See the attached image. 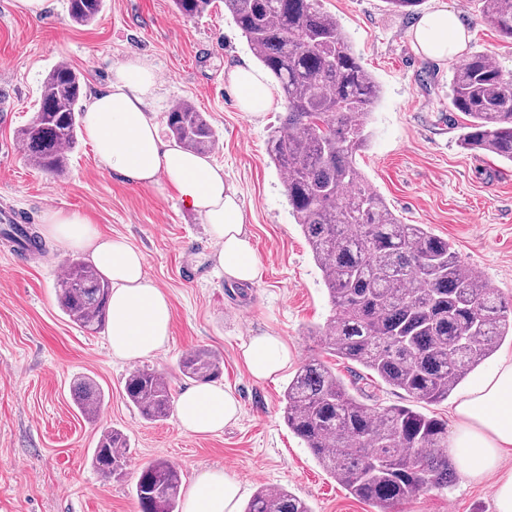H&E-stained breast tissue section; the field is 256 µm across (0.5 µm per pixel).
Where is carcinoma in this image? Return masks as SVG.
Instances as JSON below:
<instances>
[{"mask_svg":"<svg viewBox=\"0 0 512 512\" xmlns=\"http://www.w3.org/2000/svg\"><path fill=\"white\" fill-rule=\"evenodd\" d=\"M211 0H174L193 18ZM484 17L512 40V0H480ZM104 0H68L71 21L85 25ZM224 8L253 55L278 81L286 112L267 140L268 154L283 175L291 213L321 271L332 315L314 335L332 354L356 363L414 402L448 399L462 379L512 337V302L486 287L481 273L461 263L448 239L424 224H404L372 191L355 162L380 95L375 79L355 55L336 17L319 0H224ZM80 75L55 66L43 83L38 112L17 133L27 162L55 176L78 139ZM448 100L468 117L459 135L463 148L512 163V74L484 55L454 69ZM167 126L182 149L211 152L218 135L203 115L181 103L167 112ZM6 239L21 236L42 248L33 228L10 224ZM111 282L78 260L66 265L59 303L70 320L97 330L108 324ZM182 376L211 383L223 363L208 348L185 353ZM129 402L148 421L173 414L175 398L156 370L143 367L125 382ZM76 407L94 417L104 398L84 380L75 387ZM283 419L318 464L356 499L397 512L419 490L444 489L452 481L448 425L410 407L379 408L354 394L324 363L311 360L288 382ZM126 436L106 432L92 463L106 478L128 470ZM181 477L166 460L137 472L139 512H179ZM243 512H311L283 488L260 487Z\"/></svg>","mask_w":512,"mask_h":512,"instance_id":"1","label":"carcinoma"}]
</instances>
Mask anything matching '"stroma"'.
<instances>
[{"label":"stroma","instance_id":"35a3bbf8","mask_svg":"<svg viewBox=\"0 0 512 512\" xmlns=\"http://www.w3.org/2000/svg\"><path fill=\"white\" fill-rule=\"evenodd\" d=\"M320 4L336 16L381 87L372 136L355 154L370 188L403 223L427 225L447 238L463 264L478 268L490 287L512 300V164L460 145L465 117L448 107L455 60L425 57L409 37L414 19L385 0ZM440 8L457 12L469 37L467 55H485L512 72V41L482 18L477 0H423L418 12ZM133 57L156 73L157 121L187 102L217 131L209 158L239 193L262 266L254 284L217 274L201 216L175 194L125 183L99 164L86 135H79L60 177L33 168L16 151V132L36 112L55 65L80 73L89 93L107 90L113 65ZM254 60L224 0L195 18L182 16L173 0H105L85 26L71 22L68 0H47L36 19L19 11L16 0H0V205L17 208L34 225L46 210L76 211L101 235L125 239L142 252L149 279L173 310L163 349L137 360L114 357L105 331L81 327L58 306L56 282L75 252L49 238L44 252L24 254L0 238V512H138L137 470L157 459L175 465L186 487L200 472L221 469L241 481L246 501L259 487L282 486L312 512H375L318 465L283 419L282 394L297 366L311 359L335 368L367 403L407 406L411 400L327 353L310 333L324 324L332 305L267 152L270 129L284 112L255 118L239 111L224 76L225 68ZM263 332L280 336L294 358L276 378L257 382L240 363V347ZM196 347L222 358L219 382L238 399V420L198 435L174 416L142 419L125 396L130 372L154 368L173 395H181L192 383L178 362ZM83 378L94 380L104 396L93 418L73 401ZM108 428L128 439L122 480L102 477L91 463ZM493 492L491 482L472 485L458 475L448 491L419 492L399 510L494 512Z\"/></svg>","mask_w":512,"mask_h":512}]
</instances>
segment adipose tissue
Segmentation results:
<instances>
[{"mask_svg":"<svg viewBox=\"0 0 512 512\" xmlns=\"http://www.w3.org/2000/svg\"><path fill=\"white\" fill-rule=\"evenodd\" d=\"M424 55L445 60L460 56L467 35L455 13L430 12L411 33ZM238 93L241 111L254 116L277 108L266 73L243 63L226 74ZM156 89L151 66L127 59L113 70L112 84L89 95L83 118L85 132L101 165L127 183L173 191L185 206L197 211L216 248L211 260L225 278L256 282L261 265L245 227L236 189L222 167L163 141L150 115ZM44 234L63 246L86 254L112 283L108 344L114 356L135 360L153 355L169 340L172 310L165 293L147 277L142 253L121 238L105 237L77 212L48 210L42 215ZM293 354L281 337L263 333L249 337L241 359L256 381L275 378ZM240 407L220 384L185 391L178 400L182 428L212 434L238 419ZM455 424L449 442L453 466L470 482L492 481L495 512H512V352L504 353L454 406ZM241 484L221 470L199 474L188 489L183 512H239Z\"/></svg>","mask_w":512,"mask_h":512,"instance_id":"adipose-tissue-1","label":"adipose tissue"}]
</instances>
